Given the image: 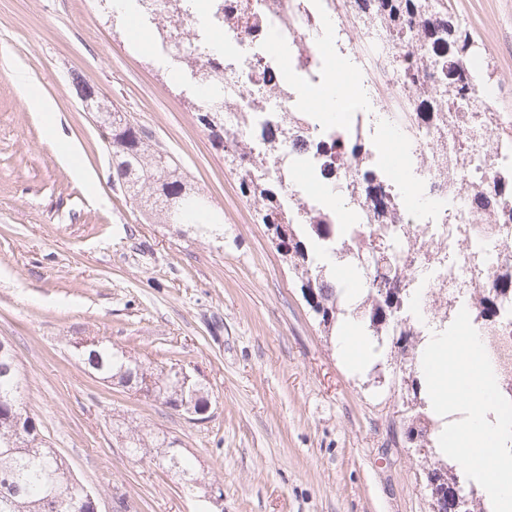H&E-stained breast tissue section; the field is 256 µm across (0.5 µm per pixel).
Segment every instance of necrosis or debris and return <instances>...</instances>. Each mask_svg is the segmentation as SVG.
<instances>
[{
	"mask_svg": "<svg viewBox=\"0 0 512 512\" xmlns=\"http://www.w3.org/2000/svg\"><path fill=\"white\" fill-rule=\"evenodd\" d=\"M437 0H429L405 39H398L389 23L384 0H224V11L207 22L186 14L181 19L195 45H202L212 29L224 33V82L216 88L224 98V116L231 132L245 134L277 112L298 114L305 128L298 144L313 175H321L324 155L318 141L335 137L365 143L376 140L382 118H389L401 145L402 164L419 183L424 194L435 200V209L420 216L406 210L379 206L388 192L382 178L363 183L361 161L344 154L338 157L335 173L324 187L339 197L351 199L361 223L424 224L415 240L399 238L400 252L414 257L419 268L432 272L430 291L417 303L416 314L426 318L447 291L458 304L493 284L496 272L512 266V195L496 196L499 181L512 178V147L490 152L496 130L476 121L491 88H480L458 107L447 108L415 96L414 83L432 91L441 90L446 80L439 68L429 64L427 41L421 33L431 24L443 22ZM333 22L336 52L356 65L372 103L370 111H355L339 133L314 128L301 92L329 80L330 58L322 52L318 36L325 22ZM277 40L288 49L287 60L269 52L267 44ZM422 57L426 63L418 81L405 71L404 57ZM295 75L284 94L256 100L255 92L266 78L282 71ZM428 120H421V113ZM468 142L472 157L461 160L457 145ZM439 239L448 250L447 262L435 263L428 247ZM495 369L498 387L512 400V301L505 304L494 325L478 329Z\"/></svg>",
	"mask_w": 512,
	"mask_h": 512,
	"instance_id": "1",
	"label": "necrosis or debris"
}]
</instances>
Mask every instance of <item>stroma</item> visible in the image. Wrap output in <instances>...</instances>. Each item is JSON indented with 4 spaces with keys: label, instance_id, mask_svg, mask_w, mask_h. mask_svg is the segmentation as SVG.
I'll return each instance as SVG.
<instances>
[{
    "label": "stroma",
    "instance_id": "1",
    "mask_svg": "<svg viewBox=\"0 0 512 512\" xmlns=\"http://www.w3.org/2000/svg\"><path fill=\"white\" fill-rule=\"evenodd\" d=\"M448 15L512 116V0H448ZM18 69L52 111L25 106ZM77 78L178 161L222 237L157 223L113 189ZM1 338L43 438L99 512H431L429 472L455 469L407 441L414 394L390 339L365 367L346 363L161 55L128 21L105 24L100 0H0ZM92 338L155 371L185 368L204 418L91 375L76 346ZM144 428L179 440L194 489L129 455L125 435Z\"/></svg>",
    "mask_w": 512,
    "mask_h": 512
}]
</instances>
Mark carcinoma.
<instances>
[{"label": "carcinoma", "mask_w": 512, "mask_h": 512, "mask_svg": "<svg viewBox=\"0 0 512 512\" xmlns=\"http://www.w3.org/2000/svg\"><path fill=\"white\" fill-rule=\"evenodd\" d=\"M133 14L142 16L152 24V33L160 44L165 37L178 32L180 15L189 10V3L196 0H173V4L159 13L149 10L143 0H134ZM389 22L396 35L404 34L403 26L421 12L422 0H385ZM426 38L448 48L447 100L463 99L474 93L479 79L461 74L451 64L455 58L470 52L473 39L468 29L448 21L426 33ZM181 72L176 79L185 90L206 88L223 82L224 57L219 50H195L178 60ZM199 121L207 130L211 142L222 145L224 158L238 170H246L240 178L243 196L256 206L260 222L271 224V233L278 239V251L288 258L300 288H312L316 305L322 307L318 317L324 331L333 332L338 318L337 295L341 288L336 283V273L328 259L339 258L363 279L367 299L371 300L368 311L356 315L369 335L379 337L388 331L397 336L400 359L411 363L408 345L403 338L417 336L415 327L396 322L392 313L411 306L416 297L412 260L398 259L394 253V237L386 231H365L343 235L338 227L328 223L327 217L318 216L314 224H300L288 212L283 201L282 178L266 175L265 167L273 162L288 142L295 141L297 129L287 115L278 117L277 135L268 127L254 128L250 135L237 139L230 137L224 125L213 127L207 117L224 112V103L215 98H200ZM260 139L265 142L264 151L252 154L248 143ZM109 146L114 161V182L141 208L151 211L163 224L191 225L202 234L216 232L209 212L207 198L188 186L179 164L165 151L152 147L150 134L128 122L112 123ZM512 298V270L496 275L492 288L484 291L476 302L474 321L486 325L497 321L492 306H502ZM88 368L100 378L133 383L140 390L150 393L165 391V399L172 406L183 401V390L174 377H160L144 369L125 353L116 352L104 342L84 360ZM23 382L19 372L16 352L0 351V512H75L70 506V490L74 478L66 461L53 448L46 446L40 436L35 417L28 412L24 402ZM161 451L156 458L177 480L185 485L197 481L190 463L183 457L176 439L157 443Z\"/></svg>", "instance_id": "cac0c4a2"}]
</instances>
